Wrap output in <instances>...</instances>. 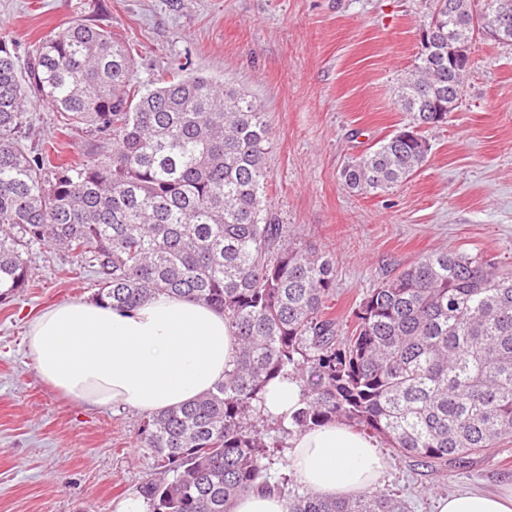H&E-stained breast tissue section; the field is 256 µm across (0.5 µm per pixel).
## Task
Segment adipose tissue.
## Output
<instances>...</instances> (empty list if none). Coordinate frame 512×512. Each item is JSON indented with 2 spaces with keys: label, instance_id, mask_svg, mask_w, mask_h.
Instances as JSON below:
<instances>
[{
  "label": "adipose tissue",
  "instance_id": "ef3b65f1",
  "mask_svg": "<svg viewBox=\"0 0 512 512\" xmlns=\"http://www.w3.org/2000/svg\"><path fill=\"white\" fill-rule=\"evenodd\" d=\"M237 347L223 313L167 294L127 310L72 301L41 313L26 334L38 377L76 405L148 414L191 402L223 382ZM302 394L298 380L275 379L260 409L289 419ZM290 446L297 482L326 498L375 489L386 472L375 437L341 422L294 434ZM436 512H512V486L497 493L458 489L437 500Z\"/></svg>",
  "mask_w": 512,
  "mask_h": 512
}]
</instances>
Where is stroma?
I'll list each match as a JSON object with an SVG mask.
<instances>
[{"label":"stroma","instance_id":"1","mask_svg":"<svg viewBox=\"0 0 512 512\" xmlns=\"http://www.w3.org/2000/svg\"><path fill=\"white\" fill-rule=\"evenodd\" d=\"M430 0H0V34L26 70L40 40L80 23L136 48L134 85L161 84L180 64L248 92L271 145L264 207L299 241L329 252L340 333L382 281L438 251H484L512 268V45L476 38L458 108L427 131L425 165L379 195L349 189L345 164L408 124L395 95L420 47ZM27 141L57 162L109 154L92 128L68 130L30 108ZM35 287L0 301V512H118L156 469L136 447L146 416L88 412L44 384L23 345L43 310L94 299L95 276L45 246L30 251ZM384 489L409 512L460 487L512 483V438L443 470L384 448Z\"/></svg>","mask_w":512,"mask_h":512}]
</instances>
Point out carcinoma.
<instances>
[{
  "mask_svg": "<svg viewBox=\"0 0 512 512\" xmlns=\"http://www.w3.org/2000/svg\"><path fill=\"white\" fill-rule=\"evenodd\" d=\"M473 4L433 0L440 43L396 87L413 124L345 166L348 188L386 193L426 162L423 129L448 121L470 72L448 68V43L512 18V0ZM133 73V48L83 24L43 37L23 77L0 40V299L30 287L26 254L49 245L95 275L101 303L167 292L224 313L238 339L224 382L139 433L157 462L139 487L148 512H228L255 489L283 495L286 512H407L384 489L324 498L270 481L258 405L276 378L303 382L284 434L343 421L433 469L512 436V272L479 252L431 253L372 289L338 335L332 258L263 205L266 113L184 64L137 98ZM34 102L108 133L112 153L73 166L25 145Z\"/></svg>",
  "mask_w": 512,
  "mask_h": 512,
  "instance_id": "1",
  "label": "carcinoma"
}]
</instances>
